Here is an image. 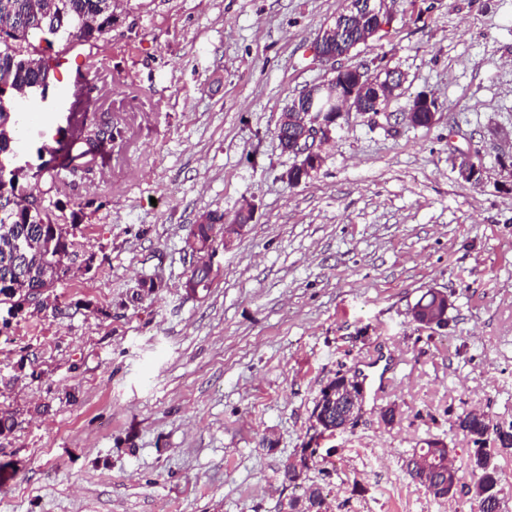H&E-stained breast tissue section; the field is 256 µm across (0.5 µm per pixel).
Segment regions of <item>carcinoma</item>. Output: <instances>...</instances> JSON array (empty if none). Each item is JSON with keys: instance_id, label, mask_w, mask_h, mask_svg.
Here are the masks:
<instances>
[{"instance_id": "carcinoma-1", "label": "carcinoma", "mask_w": 512, "mask_h": 512, "mask_svg": "<svg viewBox=\"0 0 512 512\" xmlns=\"http://www.w3.org/2000/svg\"><path fill=\"white\" fill-rule=\"evenodd\" d=\"M113 0H0V86L8 94L0 104V151L16 148L15 131L27 119L22 106L35 85L49 87L54 83L52 55L62 53L78 38L85 42L98 39L112 28ZM112 136V118L102 114L64 131L46 167H36L32 174L18 175L7 170L0 173V305H9L13 295L8 290L17 285L42 288L53 275L50 261L68 266L75 256L74 243L58 244L56 254L45 253L34 244L53 228L68 233L74 224H62L59 215L44 201L22 195L27 182L47 185L46 192L75 189L82 178L78 167L92 162L105 150ZM210 223L198 225L197 234L203 245L216 243L215 226L224 223V214L210 213ZM321 430L336 432V406L324 402L318 413ZM459 429L475 440H492L503 453L512 451V423L490 429L486 415L468 411L457 419ZM451 449L429 440L426 447L413 453L430 464L442 468ZM482 492L494 498L503 494L501 472L497 462L490 464L472 459ZM288 512H326L322 487L312 484L301 497L288 499Z\"/></svg>"}]
</instances>
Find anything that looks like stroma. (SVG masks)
Wrapping results in <instances>:
<instances>
[{"label":"stroma","mask_w":512,"mask_h":512,"mask_svg":"<svg viewBox=\"0 0 512 512\" xmlns=\"http://www.w3.org/2000/svg\"><path fill=\"white\" fill-rule=\"evenodd\" d=\"M344 5L115 0L81 101L123 119L130 143L62 200L94 260L54 288L66 315L0 329V416L15 422L0 512H276L312 484L333 512H478L433 499L405 460L443 440L471 483L458 416L512 423V0H406L340 60L400 70L402 95L373 121L343 114L321 168L291 185L276 126L329 75L313 46ZM421 92L437 102L428 126L400 118ZM29 110L16 144L34 162L57 107ZM461 152L481 159V185L461 180ZM247 201L245 235L186 293L192 225ZM152 279L162 288L142 290ZM431 289L448 295L439 329L409 314ZM378 356L388 388L318 435L322 388ZM313 441L299 486L283 484Z\"/></svg>","instance_id":"35a3bbf8"}]
</instances>
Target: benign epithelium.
<instances>
[{
	"mask_svg": "<svg viewBox=\"0 0 512 512\" xmlns=\"http://www.w3.org/2000/svg\"><path fill=\"white\" fill-rule=\"evenodd\" d=\"M349 11L352 14L364 11L372 17V27L363 32L360 39L362 43L378 34L385 26L384 19L390 16L388 0H351ZM345 39H347L345 19L337 17L320 30L314 51L318 57L333 61L335 57L325 54L323 48ZM404 81L403 73L396 69H379L371 72L362 67L356 69L335 67L332 76L304 89L288 109L281 113L277 124V136L282 138L283 145H291V151L300 159L296 166L284 173L283 178L293 185L300 184L309 178L323 162L318 144L331 139L332 126L338 117L344 112L357 110L358 103L368 97H373L378 102L395 96L396 92L402 88ZM435 109L436 103L433 102L432 97L423 93L414 99L408 112L404 113V117L410 121L414 113L426 112L429 114L430 121L433 122L436 117ZM458 171L460 178L466 183L477 185L482 181L483 168L467 154H460ZM254 210V204L247 202L239 209L237 218L226 221L220 226L218 235L221 237L224 248H229L245 233L246 227L252 221ZM185 248L193 258L192 267L212 268L213 250L199 248L192 239L187 241ZM47 292L46 288L34 292L20 290L17 304L23 309L35 306L44 299ZM410 315L417 324L432 328L437 327L438 323L444 319L441 308L437 304L427 310L413 307L410 309ZM325 394L327 398L337 401L340 407L339 423L341 427H347L356 417L363 397L360 383L353 378L345 377L337 386L330 384L325 386ZM310 458L311 451L305 448L288 460L286 470L299 475L309 467ZM410 471L419 474L418 482L433 497L445 491L450 498L471 495L481 500L485 512H496V501L483 498L479 494V487L473 484L470 486L461 484L458 471L450 464L447 465V469L438 470L418 458L416 462L410 464Z\"/></svg>",
	"mask_w": 512,
	"mask_h": 512,
	"instance_id": "obj_1",
	"label": "benign epithelium"
}]
</instances>
